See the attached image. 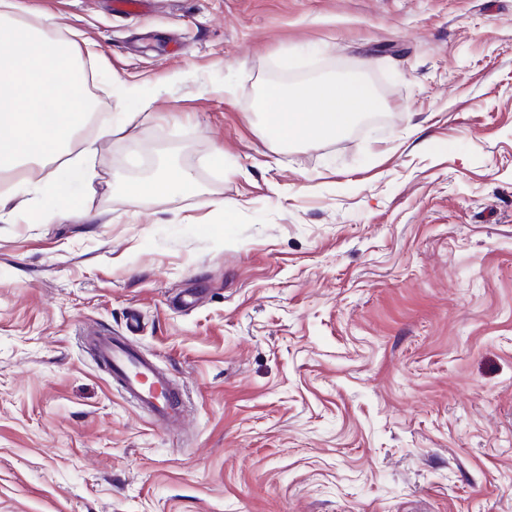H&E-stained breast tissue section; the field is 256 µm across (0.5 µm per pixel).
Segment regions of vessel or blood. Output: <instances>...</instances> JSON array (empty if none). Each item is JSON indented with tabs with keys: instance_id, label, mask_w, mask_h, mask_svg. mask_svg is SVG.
I'll return each instance as SVG.
<instances>
[{
	"instance_id": "obj_1",
	"label": "vessel or blood",
	"mask_w": 512,
	"mask_h": 512,
	"mask_svg": "<svg viewBox=\"0 0 512 512\" xmlns=\"http://www.w3.org/2000/svg\"><path fill=\"white\" fill-rule=\"evenodd\" d=\"M92 347L97 359L110 370L127 398L146 409L156 425L174 427L183 424L185 414L182 393L173 388L164 397L150 387L151 381L162 377L152 361L115 336L96 337Z\"/></svg>"
}]
</instances>
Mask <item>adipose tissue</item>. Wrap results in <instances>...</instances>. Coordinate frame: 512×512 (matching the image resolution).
I'll use <instances>...</instances> for the list:
<instances>
[{
	"label": "adipose tissue",
	"mask_w": 512,
	"mask_h": 512,
	"mask_svg": "<svg viewBox=\"0 0 512 512\" xmlns=\"http://www.w3.org/2000/svg\"><path fill=\"white\" fill-rule=\"evenodd\" d=\"M18 0H0V174L32 180L44 198L56 182L35 179L36 160L68 152L93 109L84 74L70 42L48 38L21 21ZM378 101L364 84L321 80L295 91L271 83L260 110L272 139L281 146L336 139ZM190 174L170 169L126 190L132 206L162 200L192 188Z\"/></svg>",
	"instance_id": "obj_1"
}]
</instances>
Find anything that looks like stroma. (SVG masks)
Masks as SVG:
<instances>
[{
	"instance_id": "stroma-1",
	"label": "stroma",
	"mask_w": 512,
	"mask_h": 512,
	"mask_svg": "<svg viewBox=\"0 0 512 512\" xmlns=\"http://www.w3.org/2000/svg\"><path fill=\"white\" fill-rule=\"evenodd\" d=\"M21 4L101 123L130 84L150 108L44 161L92 173L55 205L0 197V512H512V0ZM276 71L380 106L281 148ZM160 152L196 190L133 211ZM103 332L183 428L122 395ZM92 347L97 359L110 370L127 398L146 409L156 425L174 427L184 423L183 394L168 385L165 375L152 361L115 336L99 335L93 339ZM156 379L167 386L168 397L158 395L144 382Z\"/></svg>"
}]
</instances>
